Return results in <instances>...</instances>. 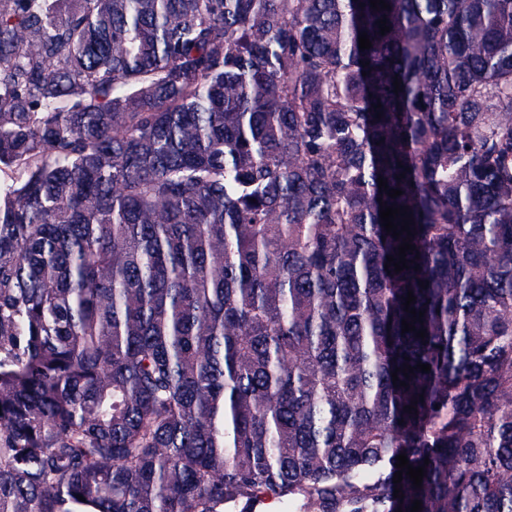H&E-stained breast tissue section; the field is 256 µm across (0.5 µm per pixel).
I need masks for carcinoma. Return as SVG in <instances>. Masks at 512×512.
I'll use <instances>...</instances> for the list:
<instances>
[{
  "label": "carcinoma",
  "mask_w": 512,
  "mask_h": 512,
  "mask_svg": "<svg viewBox=\"0 0 512 512\" xmlns=\"http://www.w3.org/2000/svg\"><path fill=\"white\" fill-rule=\"evenodd\" d=\"M385 2L0 0V512H512V0Z\"/></svg>",
  "instance_id": "carcinoma-1"
}]
</instances>
